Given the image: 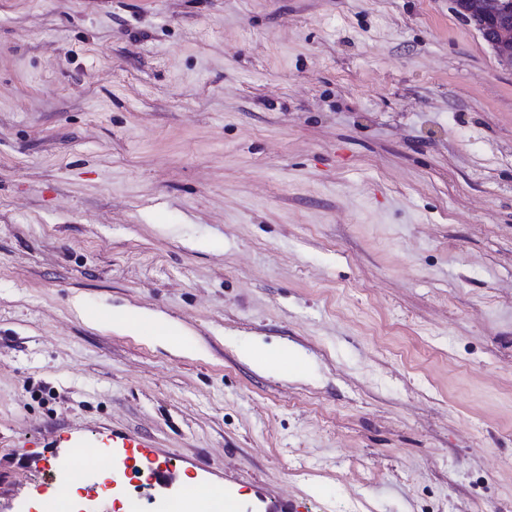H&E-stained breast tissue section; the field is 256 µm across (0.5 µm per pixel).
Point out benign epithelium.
Here are the masks:
<instances>
[{
    "mask_svg": "<svg viewBox=\"0 0 512 512\" xmlns=\"http://www.w3.org/2000/svg\"><path fill=\"white\" fill-rule=\"evenodd\" d=\"M454 4L501 64L512 68V0H454Z\"/></svg>",
    "mask_w": 512,
    "mask_h": 512,
    "instance_id": "benign-epithelium-1",
    "label": "benign epithelium"
}]
</instances>
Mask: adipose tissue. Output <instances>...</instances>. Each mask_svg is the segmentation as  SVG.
Listing matches in <instances>:
<instances>
[{
	"label": "adipose tissue",
	"mask_w": 512,
	"mask_h": 512,
	"mask_svg": "<svg viewBox=\"0 0 512 512\" xmlns=\"http://www.w3.org/2000/svg\"><path fill=\"white\" fill-rule=\"evenodd\" d=\"M80 316L89 324H110L113 330L131 332L160 342L173 350L181 349L185 329L160 316L136 308L111 311L79 305ZM184 505L195 507L196 512H237L235 501L225 495L223 487L202 486L193 479H186L183 488Z\"/></svg>",
	"instance_id": "1"
}]
</instances>
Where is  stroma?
<instances>
[{"label":"stroma","mask_w":512,"mask_h":512,"mask_svg":"<svg viewBox=\"0 0 512 512\" xmlns=\"http://www.w3.org/2000/svg\"><path fill=\"white\" fill-rule=\"evenodd\" d=\"M144 444L238 512H512V69L453 0H0V512ZM77 308L80 316L91 325L110 323L113 331L132 332L160 342L173 350L183 348V336L187 335L185 329L156 314L136 308L112 309L111 312L105 308H90L81 302ZM245 355L257 366L263 367L272 359L280 362L285 370H299L302 366L301 360L296 355H290L288 352L277 353L265 347L252 346L244 351Z\"/></svg>","instance_id":"obj_1"}]
</instances>
